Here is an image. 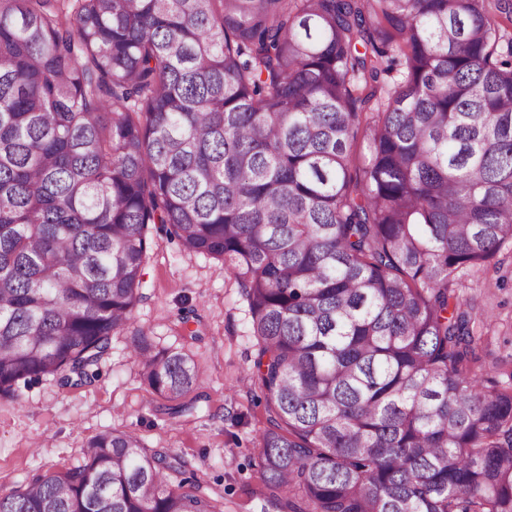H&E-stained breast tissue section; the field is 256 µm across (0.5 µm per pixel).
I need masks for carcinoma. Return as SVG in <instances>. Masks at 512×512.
<instances>
[{"instance_id":"1","label":"carcinoma","mask_w":512,"mask_h":512,"mask_svg":"<svg viewBox=\"0 0 512 512\" xmlns=\"http://www.w3.org/2000/svg\"><path fill=\"white\" fill-rule=\"evenodd\" d=\"M509 26L512 0H0V397L94 377L158 224L245 289L279 512H512V381L456 293L512 242ZM135 357L190 409L188 354ZM186 467L114 429L0 512H223Z\"/></svg>"}]
</instances>
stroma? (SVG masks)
Returning <instances> with one entry per match:
<instances>
[{
  "instance_id": "1",
  "label": "stroma",
  "mask_w": 512,
  "mask_h": 512,
  "mask_svg": "<svg viewBox=\"0 0 512 512\" xmlns=\"http://www.w3.org/2000/svg\"><path fill=\"white\" fill-rule=\"evenodd\" d=\"M141 293L92 382L46 377L0 399V478L21 483L77 466L92 437L127 430L147 447L187 460L188 474L223 497L224 512H261L257 437L268 425V411L249 380L258 345L244 288L221 261L182 252L176 241L158 235L147 253ZM459 295L464 309L486 322L482 363L506 380L512 372V245L491 265L467 271ZM141 336L153 348L180 350L197 362L196 411H165L134 357Z\"/></svg>"
}]
</instances>
